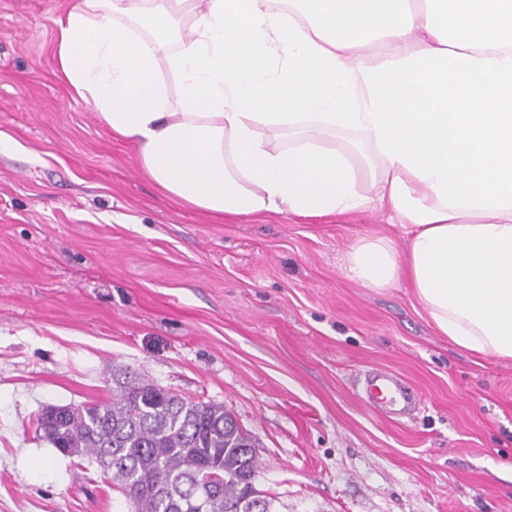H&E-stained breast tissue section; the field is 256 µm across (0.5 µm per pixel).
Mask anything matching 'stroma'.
Here are the masks:
<instances>
[{"instance_id":"obj_1","label":"stroma","mask_w":512,"mask_h":512,"mask_svg":"<svg viewBox=\"0 0 512 512\" xmlns=\"http://www.w3.org/2000/svg\"><path fill=\"white\" fill-rule=\"evenodd\" d=\"M71 3L0 0V512H131L36 418L134 377L224 404L272 512H512V360L439 335L406 284L344 271L359 237L402 247L404 227L168 195L59 74ZM377 368L418 391L413 414L366 403Z\"/></svg>"}]
</instances>
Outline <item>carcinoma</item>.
I'll use <instances>...</instances> for the list:
<instances>
[{"label": "carcinoma", "mask_w": 512, "mask_h": 512, "mask_svg": "<svg viewBox=\"0 0 512 512\" xmlns=\"http://www.w3.org/2000/svg\"><path fill=\"white\" fill-rule=\"evenodd\" d=\"M36 430L65 455L95 459L136 512H271L254 484L252 436L222 403L123 382L108 402L46 409Z\"/></svg>", "instance_id": "cac0c4a2"}]
</instances>
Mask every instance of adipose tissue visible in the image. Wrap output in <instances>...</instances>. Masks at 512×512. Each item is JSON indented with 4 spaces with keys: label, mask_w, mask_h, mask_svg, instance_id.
<instances>
[{
    "label": "adipose tissue",
    "mask_w": 512,
    "mask_h": 512,
    "mask_svg": "<svg viewBox=\"0 0 512 512\" xmlns=\"http://www.w3.org/2000/svg\"><path fill=\"white\" fill-rule=\"evenodd\" d=\"M57 69L167 194L409 225L345 270L512 359V0H74ZM176 85L168 92L162 71Z\"/></svg>",
    "instance_id": "obj_1"
}]
</instances>
